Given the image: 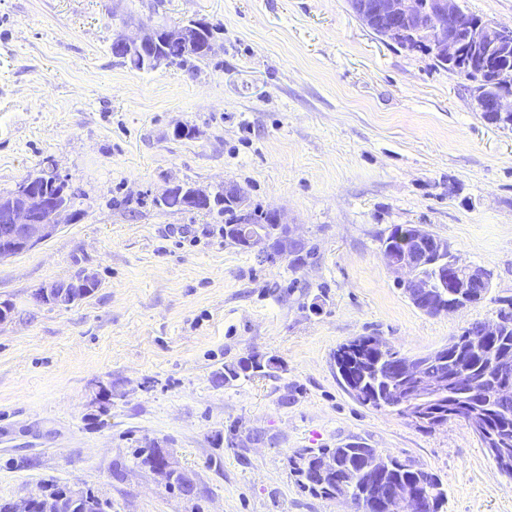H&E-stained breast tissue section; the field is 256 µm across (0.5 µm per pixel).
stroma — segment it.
Segmentation results:
<instances>
[{"mask_svg": "<svg viewBox=\"0 0 512 512\" xmlns=\"http://www.w3.org/2000/svg\"><path fill=\"white\" fill-rule=\"evenodd\" d=\"M150 12L0 0V195L41 170L75 195L68 224L0 261V501L53 484L110 512H352L302 489L291 460L360 441L436 473L442 512H512V479L465 421L426 430L362 406L333 360L358 336L427 354L512 300V131L474 111L468 80L380 40L346 0H161L168 23L220 24L215 50L139 71L112 56V16ZM227 181L281 213L304 264L157 203ZM407 224L491 271L480 303L412 304L382 252ZM82 271L99 282L82 300H35ZM251 352L278 369L225 383ZM153 442L194 497L138 465Z\"/></svg>", "mask_w": 512, "mask_h": 512, "instance_id": "stroma-1", "label": "stroma"}]
</instances>
